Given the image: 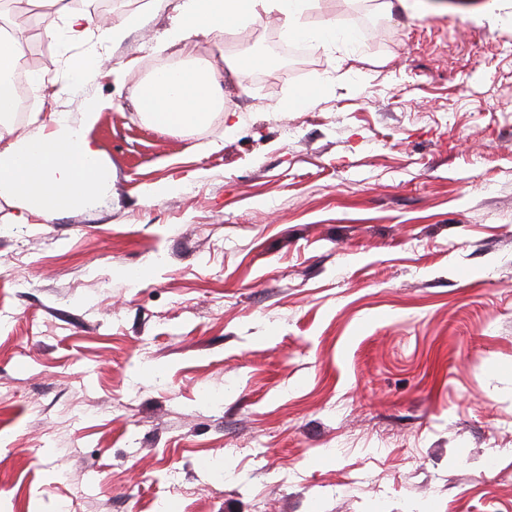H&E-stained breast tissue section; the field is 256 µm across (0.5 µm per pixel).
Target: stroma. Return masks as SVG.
Here are the masks:
<instances>
[{
  "mask_svg": "<svg viewBox=\"0 0 512 512\" xmlns=\"http://www.w3.org/2000/svg\"><path fill=\"white\" fill-rule=\"evenodd\" d=\"M178 5L112 0L151 19L65 95L93 45L6 15L36 111L103 101L110 181L0 198V512H512V0H316L362 39L295 69L274 17L198 39L224 106L169 130L133 98Z\"/></svg>",
  "mask_w": 512,
  "mask_h": 512,
  "instance_id": "obj_1",
  "label": "stroma"
}]
</instances>
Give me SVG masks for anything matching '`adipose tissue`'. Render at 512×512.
I'll list each match as a JSON object with an SVG mask.
<instances>
[{"label": "adipose tissue", "mask_w": 512, "mask_h": 512, "mask_svg": "<svg viewBox=\"0 0 512 512\" xmlns=\"http://www.w3.org/2000/svg\"><path fill=\"white\" fill-rule=\"evenodd\" d=\"M313 0H181L177 19L169 32L174 42H192L228 28L259 23L275 14L289 38L298 42L333 46L339 40L336 25H309L305 15ZM64 33L72 42L116 44L129 32L144 27L141 14L125 15L107 26L96 25L84 9L66 6ZM18 62L16 48L0 49V198L20 201L18 224H46L57 214L82 210L104 192L108 172L87 127L103 104L90 102L83 119L59 112L42 119L31 115V134L18 137L8 122L17 106L7 79ZM216 68L202 70L185 65L155 74L136 94L138 113L151 123L174 128H193L208 121L223 102Z\"/></svg>", "instance_id": "adipose-tissue-1"}]
</instances>
